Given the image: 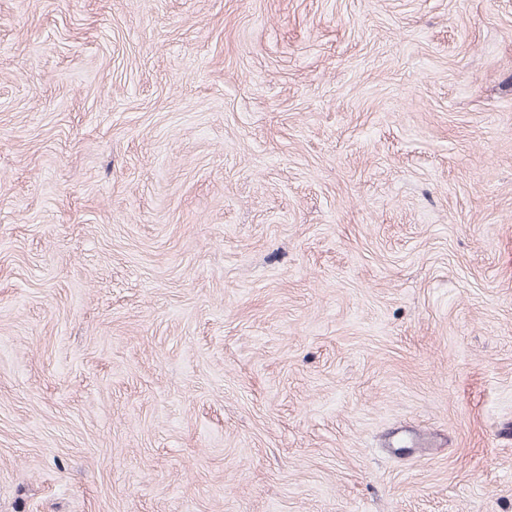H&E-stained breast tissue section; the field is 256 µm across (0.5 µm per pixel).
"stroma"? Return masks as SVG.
Wrapping results in <instances>:
<instances>
[{
  "label": "stroma",
  "mask_w": 512,
  "mask_h": 512,
  "mask_svg": "<svg viewBox=\"0 0 512 512\" xmlns=\"http://www.w3.org/2000/svg\"><path fill=\"white\" fill-rule=\"evenodd\" d=\"M0 512H512V0H0Z\"/></svg>",
  "instance_id": "1"
}]
</instances>
